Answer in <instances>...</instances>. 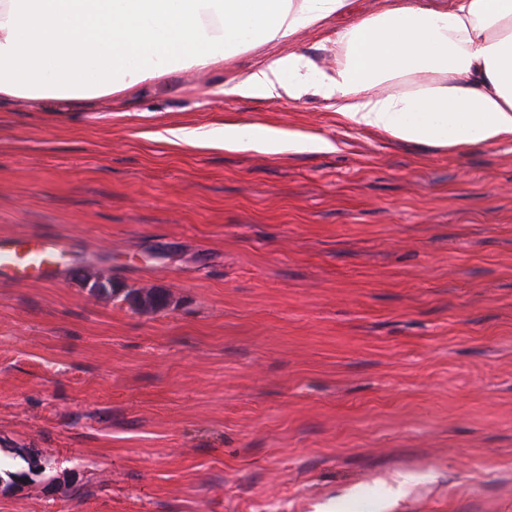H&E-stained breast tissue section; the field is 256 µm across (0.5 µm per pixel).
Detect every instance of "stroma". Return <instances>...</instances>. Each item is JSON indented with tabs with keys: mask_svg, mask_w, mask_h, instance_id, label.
<instances>
[{
	"mask_svg": "<svg viewBox=\"0 0 512 512\" xmlns=\"http://www.w3.org/2000/svg\"><path fill=\"white\" fill-rule=\"evenodd\" d=\"M389 2L86 111L0 108V234L73 247L57 282H0V480L45 460L0 512H360L363 486L375 512H512V143L222 91L271 54L333 69ZM227 123L321 144L160 137ZM145 286L172 305L139 313Z\"/></svg>",
	"mask_w": 512,
	"mask_h": 512,
	"instance_id": "obj_1",
	"label": "stroma"
}]
</instances>
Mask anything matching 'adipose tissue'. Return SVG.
Here are the masks:
<instances>
[{
	"label": "adipose tissue",
	"instance_id": "adipose-tissue-1",
	"mask_svg": "<svg viewBox=\"0 0 512 512\" xmlns=\"http://www.w3.org/2000/svg\"><path fill=\"white\" fill-rule=\"evenodd\" d=\"M349 0H0V104L68 111L184 71L223 66L241 48L290 42ZM335 69L302 53L237 74L231 96L300 98L316 87L348 124L464 151L512 142V0H393L337 32ZM399 86L379 90L381 82ZM172 145L286 150L265 126L167 129Z\"/></svg>",
	"mask_w": 512,
	"mask_h": 512
}]
</instances>
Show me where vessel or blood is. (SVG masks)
Returning <instances> with one entry per match:
<instances>
[{
  "label": "vessel or blood",
  "instance_id": "obj_1",
  "mask_svg": "<svg viewBox=\"0 0 512 512\" xmlns=\"http://www.w3.org/2000/svg\"><path fill=\"white\" fill-rule=\"evenodd\" d=\"M67 240L55 236L35 238L0 237V276L18 280H55L61 258L69 253Z\"/></svg>",
  "mask_w": 512,
  "mask_h": 512
}]
</instances>
